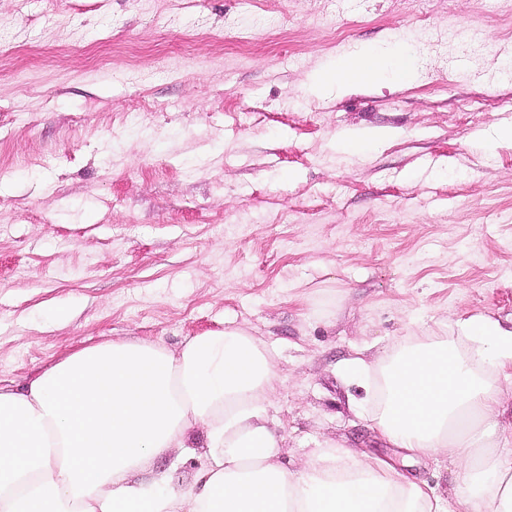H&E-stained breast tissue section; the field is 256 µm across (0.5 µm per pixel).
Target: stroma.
Here are the masks:
<instances>
[{
  "instance_id": "obj_1",
  "label": "stroma",
  "mask_w": 512,
  "mask_h": 512,
  "mask_svg": "<svg viewBox=\"0 0 512 512\" xmlns=\"http://www.w3.org/2000/svg\"><path fill=\"white\" fill-rule=\"evenodd\" d=\"M401 48L407 81L309 89ZM510 57L512 0H0V384L238 327L292 470L396 458L341 363L512 326Z\"/></svg>"
}]
</instances>
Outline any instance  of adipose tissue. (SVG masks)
Instances as JSON below:
<instances>
[{"instance_id":"ef3b65f1","label":"adipose tissue","mask_w":512,"mask_h":512,"mask_svg":"<svg viewBox=\"0 0 512 512\" xmlns=\"http://www.w3.org/2000/svg\"><path fill=\"white\" fill-rule=\"evenodd\" d=\"M375 55L337 62L328 79H375ZM468 345L416 336L388 356L356 348L342 371L380 370L381 441L409 459L442 453L458 482L443 495L389 460L334 441L289 470L269 427L280 384L263 341L225 329L178 350L147 341L83 348L22 390L0 386V512H512V432L501 379L512 329L488 316L460 323ZM202 444L192 486L155 468Z\"/></svg>"}]
</instances>
